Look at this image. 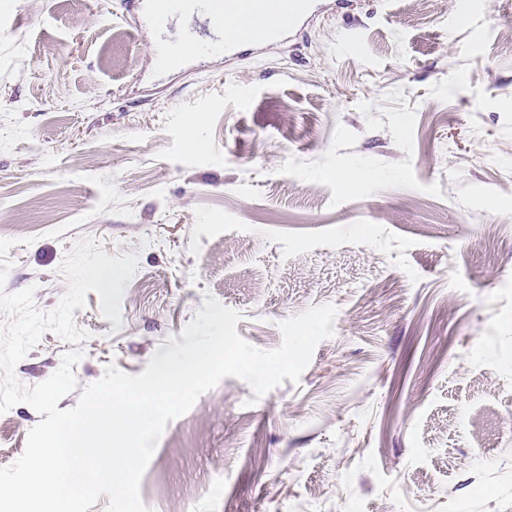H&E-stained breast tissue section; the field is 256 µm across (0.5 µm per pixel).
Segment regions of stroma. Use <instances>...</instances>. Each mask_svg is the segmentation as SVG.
I'll list each match as a JSON object with an SVG mask.
<instances>
[{"mask_svg": "<svg viewBox=\"0 0 512 512\" xmlns=\"http://www.w3.org/2000/svg\"><path fill=\"white\" fill-rule=\"evenodd\" d=\"M241 60L207 14L150 0H0L1 290L57 307L92 239L138 269L121 322L96 293L77 388L142 373L205 296L270 350L334 306L299 383L227 377L169 422L149 512H512V0H323ZM202 141V149L189 145ZM45 333L15 366L47 380ZM40 420L0 414V467Z\"/></svg>", "mask_w": 512, "mask_h": 512, "instance_id": "1", "label": "stroma"}]
</instances>
